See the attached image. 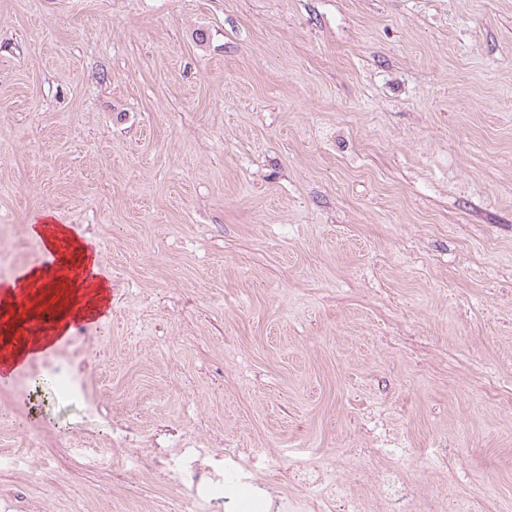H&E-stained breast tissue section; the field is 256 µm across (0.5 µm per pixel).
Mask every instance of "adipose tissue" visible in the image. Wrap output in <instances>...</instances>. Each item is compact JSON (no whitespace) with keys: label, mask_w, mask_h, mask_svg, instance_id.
<instances>
[{"label":"adipose tissue","mask_w":512,"mask_h":512,"mask_svg":"<svg viewBox=\"0 0 512 512\" xmlns=\"http://www.w3.org/2000/svg\"><path fill=\"white\" fill-rule=\"evenodd\" d=\"M29 232L46 250L56 252L58 260L52 265L28 267L18 276L1 281L0 301H10L21 292L35 306L49 291L61 288L65 294L49 333L37 332L23 342L0 349V375L6 377L52 344L54 337L69 335L74 324L103 318L111 303L110 289L99 274L90 241L78 238L66 225L49 219L32 221Z\"/></svg>","instance_id":"obj_1"}]
</instances>
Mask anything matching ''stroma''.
<instances>
[{
    "label": "stroma",
    "mask_w": 512,
    "mask_h": 512,
    "mask_svg": "<svg viewBox=\"0 0 512 512\" xmlns=\"http://www.w3.org/2000/svg\"><path fill=\"white\" fill-rule=\"evenodd\" d=\"M90 239L110 291L0 385V512H170L169 478L6 467L23 435L126 454L294 449L386 512L452 476L512 512V0H0V224ZM105 352L86 403L35 365Z\"/></svg>",
    "instance_id": "1"
}]
</instances>
